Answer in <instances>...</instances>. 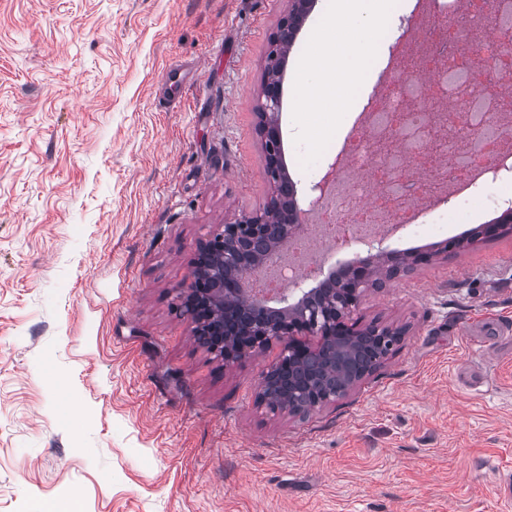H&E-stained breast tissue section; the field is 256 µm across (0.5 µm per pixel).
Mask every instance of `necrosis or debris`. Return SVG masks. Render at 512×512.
I'll list each match as a JSON object with an SVG mask.
<instances>
[{
	"instance_id": "1",
	"label": "necrosis or debris",
	"mask_w": 512,
	"mask_h": 512,
	"mask_svg": "<svg viewBox=\"0 0 512 512\" xmlns=\"http://www.w3.org/2000/svg\"><path fill=\"white\" fill-rule=\"evenodd\" d=\"M442 31L436 50L401 57L392 73L364 100L358 146L346 156L349 179L331 186L332 204L287 264L275 265L253 283L280 286L321 264V241L341 249L350 240L378 234L382 223L405 221L420 192L436 198L448 191V174L468 177L501 164L504 116L512 114V0H422ZM492 24V36L460 52L470 34ZM470 41V40H469ZM430 173L419 187L411 166Z\"/></svg>"
}]
</instances>
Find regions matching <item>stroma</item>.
I'll list each match as a JSON object with an SVG mask.
<instances>
[{"label":"stroma","instance_id":"1","mask_svg":"<svg viewBox=\"0 0 512 512\" xmlns=\"http://www.w3.org/2000/svg\"><path fill=\"white\" fill-rule=\"evenodd\" d=\"M287 0H0V512H512V232L368 290L396 352L306 415L257 407L279 349L226 366L173 308L196 243L263 207L256 112ZM281 127L300 204L296 69ZM186 84L165 90L170 68ZM512 205L432 203L388 250Z\"/></svg>","mask_w":512,"mask_h":512}]
</instances>
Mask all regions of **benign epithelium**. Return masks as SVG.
Instances as JSON below:
<instances>
[{"mask_svg": "<svg viewBox=\"0 0 512 512\" xmlns=\"http://www.w3.org/2000/svg\"><path fill=\"white\" fill-rule=\"evenodd\" d=\"M314 0H288L264 61L265 76L256 112V132L265 161L267 202L258 211L224 220L198 241L191 277L176 289L181 314L197 342L229 366L277 344V361L263 373L257 404L272 414L310 412L331 404L371 375L386 359L375 349L364 363L348 362L319 373L325 347L354 342L360 336H401L403 329L355 317L364 293L380 288L383 278L404 266L425 263L431 254L389 252L375 239L377 252L330 273L321 288H295L264 297L246 280L274 262L284 245L302 230V209L294 184L284 177L280 110L281 80L296 26ZM512 227V207L493 224L478 226L472 240L494 237Z\"/></svg>", "mask_w": 512, "mask_h": 512, "instance_id": "obj_1", "label": "benign epithelium"}]
</instances>
